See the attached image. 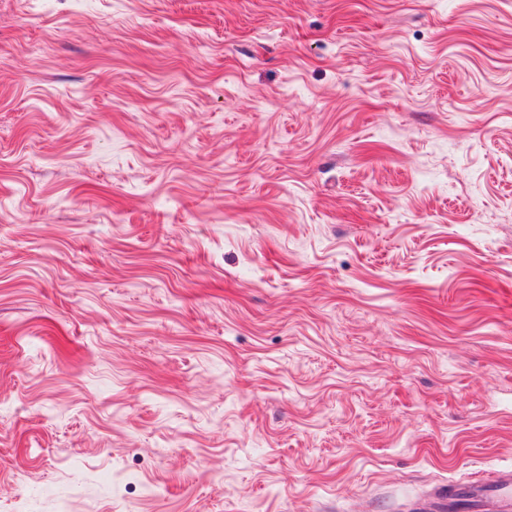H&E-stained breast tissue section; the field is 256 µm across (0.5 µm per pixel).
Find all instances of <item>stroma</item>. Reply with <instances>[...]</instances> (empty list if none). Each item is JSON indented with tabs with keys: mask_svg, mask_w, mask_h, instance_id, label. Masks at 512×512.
<instances>
[{
	"mask_svg": "<svg viewBox=\"0 0 512 512\" xmlns=\"http://www.w3.org/2000/svg\"><path fill=\"white\" fill-rule=\"evenodd\" d=\"M509 468L512 0H0V512Z\"/></svg>",
	"mask_w": 512,
	"mask_h": 512,
	"instance_id": "obj_1",
	"label": "stroma"
}]
</instances>
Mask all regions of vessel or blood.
<instances>
[{
	"mask_svg": "<svg viewBox=\"0 0 512 512\" xmlns=\"http://www.w3.org/2000/svg\"><path fill=\"white\" fill-rule=\"evenodd\" d=\"M424 512H512V470L438 487Z\"/></svg>",
	"mask_w": 512,
	"mask_h": 512,
	"instance_id": "obj_1",
	"label": "vessel or blood"
}]
</instances>
